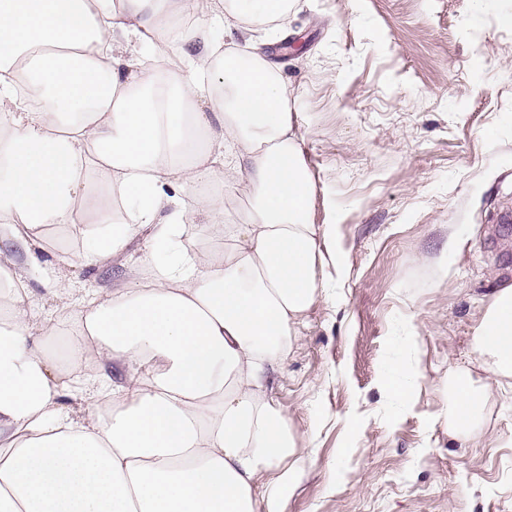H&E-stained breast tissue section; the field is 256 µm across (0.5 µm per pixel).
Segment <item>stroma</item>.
<instances>
[{"label":"stroma","mask_w":512,"mask_h":512,"mask_svg":"<svg viewBox=\"0 0 512 512\" xmlns=\"http://www.w3.org/2000/svg\"><path fill=\"white\" fill-rule=\"evenodd\" d=\"M264 50L336 258L268 384L297 445L285 512H512V396L473 351L512 281V0H297ZM34 252L68 286L50 294L32 271L42 322L119 285L129 262ZM465 369L485 405L456 435L441 413Z\"/></svg>","instance_id":"obj_1"}]
</instances>
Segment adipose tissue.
Masks as SVG:
<instances>
[{"label": "adipose tissue", "mask_w": 512, "mask_h": 512, "mask_svg": "<svg viewBox=\"0 0 512 512\" xmlns=\"http://www.w3.org/2000/svg\"><path fill=\"white\" fill-rule=\"evenodd\" d=\"M289 0H0V512H282L294 438L267 393L324 294L288 85L260 45ZM245 44L233 63L215 30ZM250 198L228 219L208 181ZM204 225L224 249L190 240ZM93 262L141 240L125 283L37 324L19 252ZM512 390V283L474 332ZM84 368L94 418L63 409ZM451 432L483 397L451 382Z\"/></svg>", "instance_id": "adipose-tissue-1"}]
</instances>
